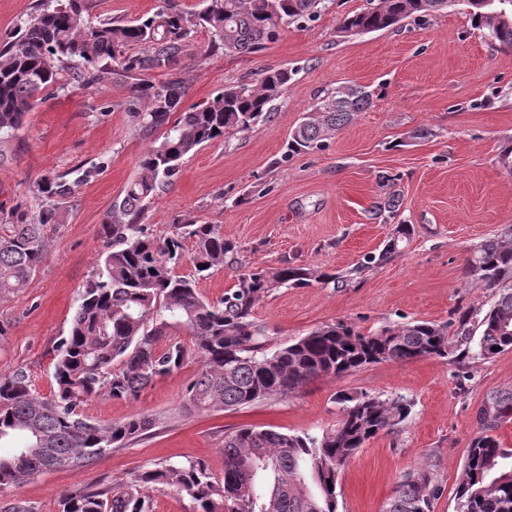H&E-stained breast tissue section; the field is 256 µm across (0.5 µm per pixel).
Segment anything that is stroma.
<instances>
[{"mask_svg":"<svg viewBox=\"0 0 512 512\" xmlns=\"http://www.w3.org/2000/svg\"><path fill=\"white\" fill-rule=\"evenodd\" d=\"M158 0H93L92 19L129 22L153 15ZM367 0H326L305 26L288 27L252 54L208 53L200 28L172 73L182 78L186 105L211 101L226 87L257 81L267 69L294 76L267 119L248 132L186 157L172 184L153 201L143 223L166 237L176 219L221 225L236 242L243 267H275L282 259L343 277L341 287L281 288L254 309L278 348L319 326L345 320L363 332L426 320L445 324L467 310L489 309L492 292L467 274L474 245L512 225V174L498 163L512 141V49L475 29L463 6L408 18L384 31L340 33ZM359 84L374 103L321 147L287 154L305 111L341 85ZM127 83L110 74L93 86L67 82L0 138V205L36 206L37 184L66 175L74 192L48 225V256L27 288L0 297V376L24 369L35 390L52 396V349L67 335L81 287L103 250L99 230L113 201L138 174L153 142L135 127ZM429 129L426 138L418 129ZM397 194L396 216L378 212ZM412 237L387 264L359 269L381 249L395 225ZM196 359L155 378L131 400L101 396L84 414L110 423L133 415L156 419L145 436L107 451L90 465L59 469L0 493V512L17 501L34 512H61L59 495L118 483L145 463L204 461L224 471V435L256 425L289 434H318L340 418L337 393L401 395L409 418L371 438L338 480V512H383L402 476L426 469L441 493L432 512H455V492L478 414L491 397L512 393V351L488 360L468 356L373 364L322 378L293 395L226 411L189 412L183 401Z\"/></svg>","mask_w":512,"mask_h":512,"instance_id":"stroma-1","label":"stroma"}]
</instances>
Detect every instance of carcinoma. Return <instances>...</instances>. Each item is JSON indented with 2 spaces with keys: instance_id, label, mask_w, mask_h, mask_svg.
Wrapping results in <instances>:
<instances>
[{
  "instance_id": "carcinoma-1",
  "label": "carcinoma",
  "mask_w": 512,
  "mask_h": 512,
  "mask_svg": "<svg viewBox=\"0 0 512 512\" xmlns=\"http://www.w3.org/2000/svg\"><path fill=\"white\" fill-rule=\"evenodd\" d=\"M324 0H202L198 12L160 0L155 14L130 24L89 21L90 0H38L36 16L0 45V137L48 88H63L62 72L79 61L74 79L92 85L98 64H116L112 74L131 79L144 112L133 113L143 134L162 131L158 144L139 160V173L101 228L104 250L95 276L81 289L69 332L53 349V397L35 392L18 368L0 377V442L16 440L0 454V491L45 472L89 465L106 451L150 431L141 416L100 424L81 411L84 402L108 395L134 399L151 381L180 369L188 355L200 368L187 386V411L234 410L292 394L321 377L338 378L383 362L446 359L464 346L474 359L512 350V225L477 244L467 269L479 288L498 292L485 312L474 309L456 321H430L364 333L338 320L273 351L254 308L278 288L336 283V275L295 265L241 270L233 289L216 303L196 287L205 273L235 263L237 245L216 224L184 219L164 239L150 236L143 215L160 187L171 183L184 157L226 136L248 131L268 117L288 88L293 72L270 69L255 83L241 82L211 101L184 107L185 82L173 77L156 86L152 74L171 67L187 51L198 28L210 33L207 52L249 54L265 48L290 26L314 20ZM442 0H369L344 18L350 35L386 30L411 16L442 10ZM474 26L512 48V24L499 20L498 0H466ZM143 47L137 56L131 46ZM373 105L359 86L324 97L291 134L288 150L316 147ZM41 207L0 209V295L19 294L48 255L45 228L55 223L58 204L71 196L63 175L38 183ZM413 226L396 225L383 248L364 255L361 267L391 261L410 239ZM193 245L194 275H181L183 242ZM190 337L191 345L179 339ZM499 350H493V347ZM340 419L321 435H297L270 427H241L224 434V472L217 477L202 461L143 465L119 485L67 493L62 512H151L149 492L173 488L196 504L195 512H337L341 469L381 432L404 422L412 403L403 396L339 395ZM512 410V393L498 394L480 410L481 435L471 442L460 477L455 512H512V449L492 435ZM441 487L427 470L403 475L384 512H430Z\"/></svg>"
}]
</instances>
